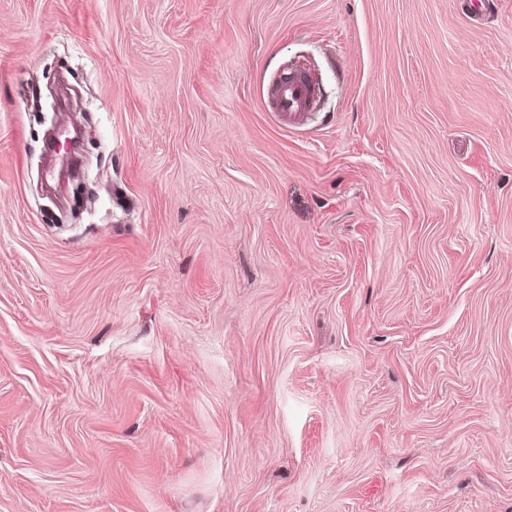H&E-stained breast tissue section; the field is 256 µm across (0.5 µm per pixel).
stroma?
<instances>
[{
  "instance_id": "1",
  "label": "stroma",
  "mask_w": 512,
  "mask_h": 512,
  "mask_svg": "<svg viewBox=\"0 0 512 512\" xmlns=\"http://www.w3.org/2000/svg\"><path fill=\"white\" fill-rule=\"evenodd\" d=\"M0 512H512V0H0ZM267 94L268 103L274 112L299 116L310 110L315 89L308 77L296 70L273 82Z\"/></svg>"
}]
</instances>
